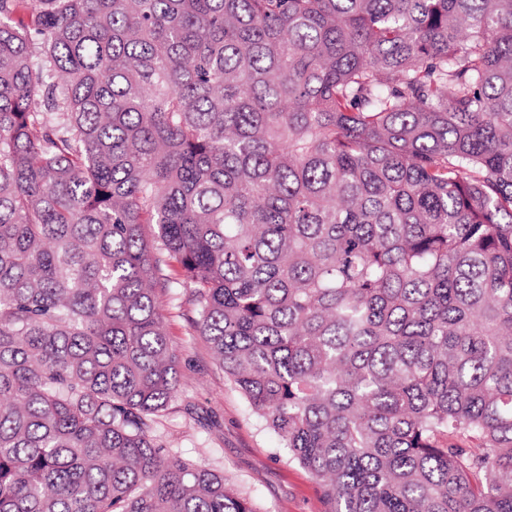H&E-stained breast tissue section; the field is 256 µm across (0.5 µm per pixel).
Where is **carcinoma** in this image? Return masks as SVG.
<instances>
[{
	"label": "carcinoma",
	"instance_id": "obj_1",
	"mask_svg": "<svg viewBox=\"0 0 512 512\" xmlns=\"http://www.w3.org/2000/svg\"><path fill=\"white\" fill-rule=\"evenodd\" d=\"M0 0V512H257L153 434L162 312L326 512H512V0Z\"/></svg>",
	"mask_w": 512,
	"mask_h": 512
}]
</instances>
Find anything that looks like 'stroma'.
Wrapping results in <instances>:
<instances>
[{
	"mask_svg": "<svg viewBox=\"0 0 512 512\" xmlns=\"http://www.w3.org/2000/svg\"><path fill=\"white\" fill-rule=\"evenodd\" d=\"M164 315L179 356L181 384L157 419L159 440L172 452L223 474L257 512H325L317 483L289 463L277 438L194 330L192 289H172L164 299Z\"/></svg>",
	"mask_w": 512,
	"mask_h": 512,
	"instance_id": "1",
	"label": "stroma"
}]
</instances>
